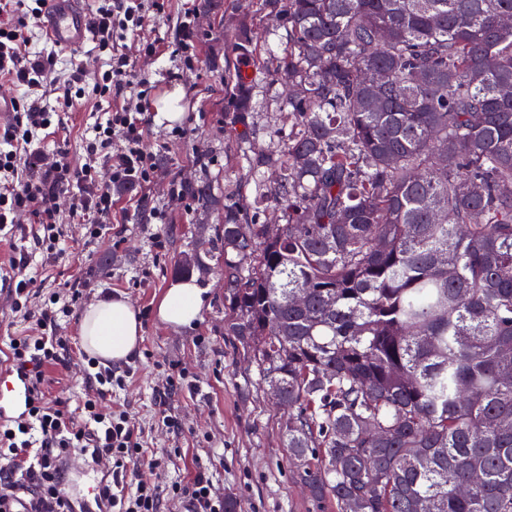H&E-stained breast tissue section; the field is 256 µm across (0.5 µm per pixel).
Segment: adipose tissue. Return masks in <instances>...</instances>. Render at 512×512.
Returning a JSON list of instances; mask_svg holds the SVG:
<instances>
[{
  "label": "adipose tissue",
  "mask_w": 512,
  "mask_h": 512,
  "mask_svg": "<svg viewBox=\"0 0 512 512\" xmlns=\"http://www.w3.org/2000/svg\"><path fill=\"white\" fill-rule=\"evenodd\" d=\"M204 302V291L195 282H178L164 294L158 317L171 326H189L197 321ZM80 334L85 349L92 354L112 363H126L139 351L142 325L137 311L126 300L110 297L87 307Z\"/></svg>",
  "instance_id": "1"
}]
</instances>
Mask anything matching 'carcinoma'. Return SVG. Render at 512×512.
Returning <instances> with one entry per match:
<instances>
[{
	"instance_id": "1",
	"label": "carcinoma",
	"mask_w": 512,
	"mask_h": 512,
	"mask_svg": "<svg viewBox=\"0 0 512 512\" xmlns=\"http://www.w3.org/2000/svg\"><path fill=\"white\" fill-rule=\"evenodd\" d=\"M263 9L291 131L248 162L281 224L224 205V332L288 464L336 512H512V0Z\"/></svg>"
}]
</instances>
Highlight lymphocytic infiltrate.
<instances>
[{
  "label": "lymphocytic infiltrate",
  "mask_w": 512,
  "mask_h": 512,
  "mask_svg": "<svg viewBox=\"0 0 512 512\" xmlns=\"http://www.w3.org/2000/svg\"><path fill=\"white\" fill-rule=\"evenodd\" d=\"M47 0H0V76L34 91L52 84L53 56L27 59L30 29L43 16ZM164 9L163 0H101L91 18L99 50L109 53L107 70L87 81L76 68L63 82L57 109H69L74 100L92 94L118 98L105 124L96 128L84 145L86 161L76 166L66 154L47 157L34 153L35 133L49 129L56 110L28 98H19L11 123L0 133V224L14 223L18 213L39 219L32 238L56 254L60 241V214L55 201L70 186H78L68 210L71 220L88 223L91 234L112 219L115 189L151 183L159 169V153L147 143L153 86L136 70L127 44L141 32L151 13ZM135 90L136 104L124 103ZM121 149H113V141ZM28 262L13 261L10 290L14 311L31 321V332L14 337L9 360L27 376L31 400L26 414L0 425V512H75L65 491L63 460L79 454L94 463L107 464L111 481L98 496L111 512H162L163 463L145 458L140 427L124 411L107 409L113 388L134 376L104 368L87 375V393L75 418L60 398L48 397L42 388L44 366L67 367L72 351L68 337L58 332V312L53 303L33 305L34 281L26 274ZM173 497L185 503L186 512H224V500L213 491L203 467H195L183 482L170 487Z\"/></svg>",
  "instance_id": "obj_1"
}]
</instances>
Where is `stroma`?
Here are the masks:
<instances>
[{"mask_svg":"<svg viewBox=\"0 0 512 512\" xmlns=\"http://www.w3.org/2000/svg\"><path fill=\"white\" fill-rule=\"evenodd\" d=\"M186 1L195 7L196 27L202 33L194 68L181 70L178 57L168 53L136 60L137 69L159 83L148 111V142L162 147L153 182L124 191L111 224L98 236H89L86 225L62 222V252L52 259L35 248L31 236L20 235V228L34 222L29 213L18 215V229H0V353L7 352L11 338L28 327L11 308L8 276L13 259L26 256L42 301L74 279L87 282L82 304L58 321L60 334L72 343L69 367L45 373L50 395L65 400L69 410H77L86 389V350L79 335L84 306L107 294L123 297L138 312L143 333L139 353L129 363L135 372L133 381L113 389L110 403L127 409L142 429L147 455L163 459L165 482L178 481L199 465L210 472L216 494L234 500L237 512H326L311 500L287 465L288 450L280 431L282 410L267 387L260 385L249 356L224 334L228 309L215 260L204 258L203 270L192 275L205 291V304L193 326L172 327L157 314L166 288L181 278L182 257L215 239L221 216L217 209L204 212L172 200L170 182L204 176L218 201L254 198L264 174L249 168L246 154L287 142L291 129L278 82L253 84L245 114L224 87L239 37H251L265 59L281 55L285 48L262 0H165L164 11L152 16L144 39L171 42ZM31 52L54 55L61 74L77 65L91 74L108 59L91 42L77 49L54 47L39 29L32 36ZM177 86L184 92L180 102L184 117L173 127L158 122L157 115L165 96ZM108 110L107 100L93 96L79 100L62 113L60 127L38 133L31 147L47 155L61 151L71 162L82 163L84 142L93 137L95 123L106 120ZM239 117L254 130L244 146L226 136ZM178 127L187 129L186 137L175 136ZM155 208L165 212L166 223H152L150 213ZM180 374L185 377L183 387L169 390V380ZM164 406L176 414L179 428L162 425L159 410Z\"/></svg>","mask_w":512,"mask_h":512,"instance_id":"1","label":"stroma"}]
</instances>
